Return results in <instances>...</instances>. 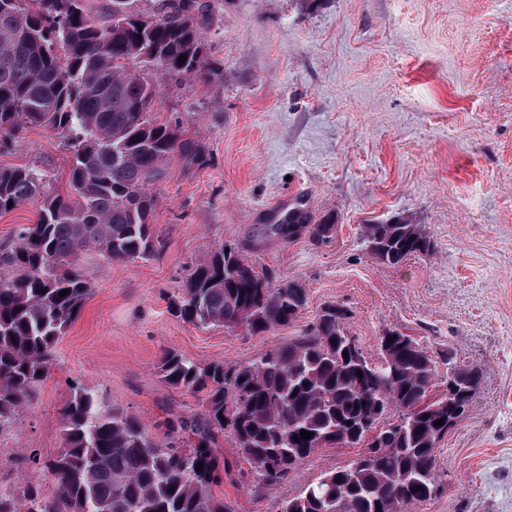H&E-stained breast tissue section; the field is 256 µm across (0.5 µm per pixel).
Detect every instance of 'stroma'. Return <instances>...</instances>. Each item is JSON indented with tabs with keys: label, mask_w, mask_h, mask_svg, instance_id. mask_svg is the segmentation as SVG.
<instances>
[{
	"label": "stroma",
	"mask_w": 512,
	"mask_h": 512,
	"mask_svg": "<svg viewBox=\"0 0 512 512\" xmlns=\"http://www.w3.org/2000/svg\"><path fill=\"white\" fill-rule=\"evenodd\" d=\"M201 36L217 77L161 82L155 112L200 134L211 160L190 174L167 163L154 259L83 254L92 295L57 344L50 377L0 433V480L19 493L49 485L44 464L62 451L72 385L161 442L168 419L200 410L196 396L161 381L164 351L245 364L336 304L371 359L385 329L417 338L438 366L434 394L448 391L447 354L483 373L438 445L436 493L409 512H512V0H215ZM28 165L50 190H66L69 152L54 133L30 127L0 151V167ZM285 194L335 215L330 242L258 237ZM401 218L423 225L434 251L383 265L361 229ZM223 243L306 286L292 325L249 336L169 313L191 269ZM216 446L230 476L214 493L234 512H279L363 453L321 449L287 482L257 489L234 438L220 434Z\"/></svg>",
	"instance_id": "1"
}]
</instances>
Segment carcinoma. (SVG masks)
Masks as SVG:
<instances>
[{"instance_id":"1","label":"carcinoma","mask_w":512,"mask_h":512,"mask_svg":"<svg viewBox=\"0 0 512 512\" xmlns=\"http://www.w3.org/2000/svg\"><path fill=\"white\" fill-rule=\"evenodd\" d=\"M110 2L102 23L88 0H0V150L38 126L71 153L64 194L48 190L34 166L0 167V213L39 203L36 222L20 225L0 251V432L50 375L57 343L91 294L82 253L121 263L153 258L160 240L152 189L164 164L177 159L189 172L209 162L204 143L179 121L152 116L156 87L134 65L149 63L169 80L216 75L200 36L213 0H161L151 13L139 0ZM260 230L267 239L321 244L333 237L335 218H316L299 195L288 214ZM362 236L391 267L433 250L422 226L405 221L366 224ZM64 289L69 294L59 296ZM307 299L301 282L258 271L223 244L193 269L168 310L197 327L260 336L293 324ZM348 318L330 304L308 332L235 366L164 352L162 381L200 397L204 411L170 421L161 444L134 417L72 388L61 409L64 447L47 465L51 486L0 498V512H234L213 493L227 472L214 448L224 432L266 487L288 480L322 448L366 444L365 455L323 473L280 512H390L395 501L407 509L430 500L448 418L472 403L482 372L460 366L459 391L431 400L437 365L424 347L388 328L379 361L361 347L360 359H346ZM391 409L400 414L387 423ZM303 430L311 438H301Z\"/></svg>"}]
</instances>
